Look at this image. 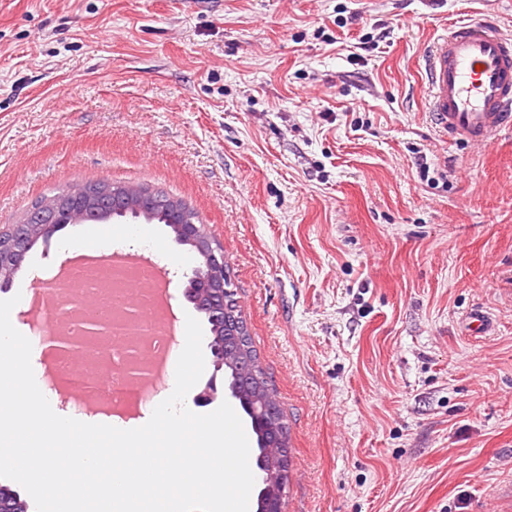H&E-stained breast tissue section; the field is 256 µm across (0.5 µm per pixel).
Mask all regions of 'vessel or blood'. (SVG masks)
Masks as SVG:
<instances>
[{
    "mask_svg": "<svg viewBox=\"0 0 512 512\" xmlns=\"http://www.w3.org/2000/svg\"><path fill=\"white\" fill-rule=\"evenodd\" d=\"M438 130L488 146L512 128V36L478 17L449 27L421 52Z\"/></svg>",
    "mask_w": 512,
    "mask_h": 512,
    "instance_id": "b4317fda",
    "label": "vessel or blood"
}]
</instances>
